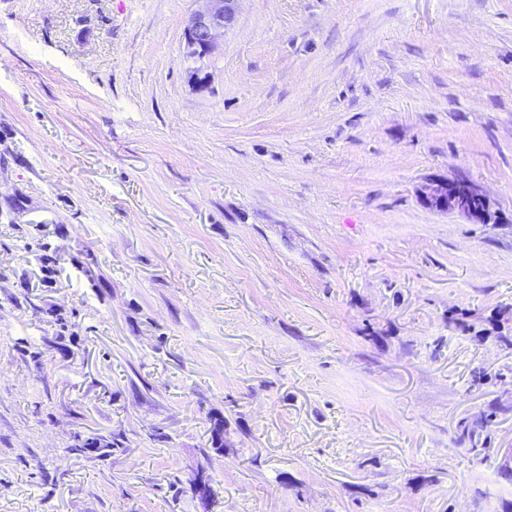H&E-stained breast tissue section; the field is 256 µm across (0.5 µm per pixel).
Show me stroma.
<instances>
[{"label":"stroma","mask_w":512,"mask_h":512,"mask_svg":"<svg viewBox=\"0 0 512 512\" xmlns=\"http://www.w3.org/2000/svg\"><path fill=\"white\" fill-rule=\"evenodd\" d=\"M193 7L0 0V512H512V0ZM191 12L183 31V49L194 59L203 60L213 54L236 17L238 0H193ZM418 198L429 210L456 214L471 224H495L498 220L486 194L464 179H428L420 187ZM119 448V441L116 439L107 440L97 435L81 437L74 436V443L70 446L69 451L76 455L91 454L95 457L105 458L112 455V450Z\"/></svg>","instance_id":"stroma-1"}]
</instances>
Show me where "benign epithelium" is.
<instances>
[{"instance_id":"obj_1","label":"benign epithelium","mask_w":512,"mask_h":512,"mask_svg":"<svg viewBox=\"0 0 512 512\" xmlns=\"http://www.w3.org/2000/svg\"><path fill=\"white\" fill-rule=\"evenodd\" d=\"M183 31V49L194 59L213 54L236 17L238 0H193ZM418 198L429 210L456 214L471 224H490L498 220L490 199L475 184L464 179L431 178L419 189Z\"/></svg>"}]
</instances>
